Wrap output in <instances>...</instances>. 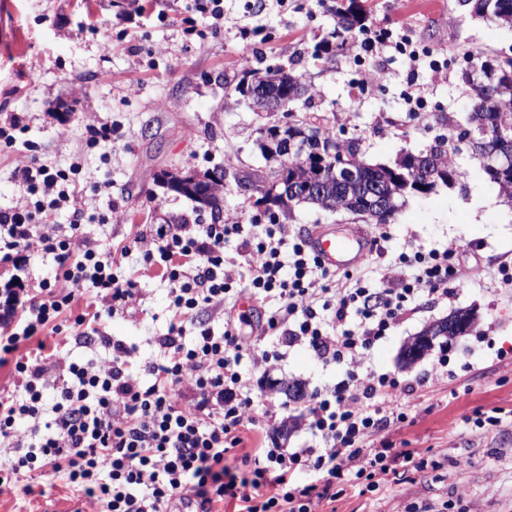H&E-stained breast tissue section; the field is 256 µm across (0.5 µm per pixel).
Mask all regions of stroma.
I'll return each instance as SVG.
<instances>
[{
  "label": "stroma",
  "instance_id": "35a3bbf8",
  "mask_svg": "<svg viewBox=\"0 0 512 512\" xmlns=\"http://www.w3.org/2000/svg\"><path fill=\"white\" fill-rule=\"evenodd\" d=\"M340 0H224V17L202 20L194 0H0V122L18 118L15 146L0 143V210L21 200L24 188L13 177L26 156L49 166L77 165V188L95 196L85 220L89 242L128 245L150 225L181 216L210 223L209 212L164 187L173 169L224 170L225 222L284 224L306 237L320 227L359 223V216L308 206L283 210L242 195L232 175L262 171L253 141L261 117L234 88L252 69L287 62L312 86V112L339 141L358 140L367 160L390 162L418 152L437 138L455 145L470 107L463 81V50L483 48L489 59L512 54V29L470 15L458 0H361L373 25L406 30L437 49L443 69H411L395 53L367 56L361 48L314 58L313 49L336 26ZM110 41L109 53L100 44ZM383 84L368 83L372 70ZM419 88L428 109L411 112L406 95ZM112 128L110 146L90 145L88 125ZM455 158L467 172L453 188L440 187L410 199L396 220L370 224L384 234L385 258L336 274V287L363 281L383 287L388 265L413 248L449 249L471 279L448 301L421 297L387 338L365 356L366 366L394 373L410 384L409 419L398 440L429 452L439 464L425 480L388 477L380 491L346 488L335 512H512V288L498 272L512 264V204L483 173L468 149ZM126 275L141 288V303L128 314L100 322L101 334L135 348L137 361L151 357L154 340L166 334L171 318L168 284L157 266H146L139 250L120 258ZM459 308L477 309L479 335L435 345L417 364L405 367V342L426 325ZM90 294L76 297L59 331L44 330L47 351L69 361L102 358L101 345L76 341V315L92 311ZM447 355V368L437 358ZM256 389L287 406L284 448L310 441L303 404L287 401L275 381H299L307 392L340 381L343 370L323 366L302 347L284 360L253 373ZM500 412L502 422L482 429L463 424L473 410ZM33 494H24V486ZM99 506L60 476L22 471L14 492L0 495V512H98Z\"/></svg>",
  "mask_w": 512,
  "mask_h": 512
}]
</instances>
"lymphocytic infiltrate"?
Masks as SVG:
<instances>
[{
    "instance_id": "f902f5d3",
    "label": "lymphocytic infiltrate",
    "mask_w": 512,
    "mask_h": 512,
    "mask_svg": "<svg viewBox=\"0 0 512 512\" xmlns=\"http://www.w3.org/2000/svg\"><path fill=\"white\" fill-rule=\"evenodd\" d=\"M366 42L410 62H438L431 51L392 31L368 30ZM76 167L51 168L28 159L14 177L26 195L0 211V262L36 250L51 258L54 279L38 280L27 300L9 292L0 328V365L11 369L22 400L0 396V447L14 454L0 469V493L22 469H51L96 501L102 512H173L174 503L214 512L223 502L238 512H319L340 488L379 489L402 472L427 478L436 470L424 452L399 446L388 430L408 420L410 386L395 374L365 369L363 359L385 338L420 295L448 299L458 269L448 251L416 249L399 255L385 287L356 283L334 288V270L323 266L307 239L284 225L255 232L244 224H155L133 244L146 264L159 265L169 283L172 316L157 337V357L135 363L133 347L99 335L102 316L135 308L140 290L123 275L111 242L84 244L85 209L73 200ZM67 224L52 220L64 203ZM238 236L247 273L227 265L224 243ZM250 295L268 305L266 324L245 335L227 317L222 327L198 322L200 311L224 310L241 279ZM92 291L97 306L77 316L85 339L107 352L99 361H46L32 353L34 335L56 323L78 293ZM302 345L322 365H341L345 376L316 390L306 407L311 443L241 451L248 426L274 424L272 401L252 389V367L285 358ZM51 419H44V411ZM28 422V438L16 432ZM239 461H232L233 452Z\"/></svg>"
}]
</instances>
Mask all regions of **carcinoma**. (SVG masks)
I'll return each mask as SVG.
<instances>
[{"mask_svg":"<svg viewBox=\"0 0 512 512\" xmlns=\"http://www.w3.org/2000/svg\"><path fill=\"white\" fill-rule=\"evenodd\" d=\"M470 13L502 27H512V0H467ZM336 28L333 38L336 39V47L343 48L347 45H355L359 41V34L364 30L368 21V14L362 5L356 0H350V5L345 9H336ZM465 55L478 68L482 79L473 84L474 96L467 113L465 129L461 130L460 138H465L468 132L476 131L487 125L498 128L512 136V68L506 70L499 64L492 63L483 57L478 49H468ZM251 79H267L268 94L280 101L284 124L299 125L307 123L316 125L317 118L295 113L290 104L304 97L310 91V85L306 83L302 75L283 64L269 65L264 69L250 71ZM323 141H333L336 152H343L351 156H358V160L364 164L360 174V187L347 188L323 176L324 183L318 189L310 190L307 194L297 198H289L288 202L309 204L322 210H340L355 214L363 207L365 196L370 190H378L381 193H390L393 196L395 207L391 211H385L375 219L377 224H388L394 220L401 205L398 201L410 195L408 191H399V185L394 179L391 169L397 168V164L386 167L384 164L367 161L361 150V145L355 140L340 143L336 141L327 130H322ZM451 147L447 141H442L420 152V155L428 158V163L420 171L418 179L427 183V190L431 191L436 184L442 183L441 170L448 171V185L452 186L464 180V171L455 164L448 163V151ZM484 173L489 179L498 185L504 196L512 199V178L503 177L490 167H483ZM321 167L311 163L305 164V160L292 157L288 159V180L295 181L298 189L302 190L308 181L319 175ZM269 173L253 174L242 172L234 176L238 183H248L262 191V199L271 200L270 193L265 191V183Z\"/></svg>","mask_w":512,"mask_h":512,"instance_id":"1","label":"carcinoma"}]
</instances>
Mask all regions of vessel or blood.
I'll list each match as a JSON object with an SVG mask.
<instances>
[{"label": "vessel or blood", "mask_w": 512, "mask_h": 512, "mask_svg": "<svg viewBox=\"0 0 512 512\" xmlns=\"http://www.w3.org/2000/svg\"><path fill=\"white\" fill-rule=\"evenodd\" d=\"M314 253L331 269L345 270L358 266L370 254L372 236L359 225L321 229L311 235Z\"/></svg>", "instance_id": "vessel-or-blood-1"}]
</instances>
